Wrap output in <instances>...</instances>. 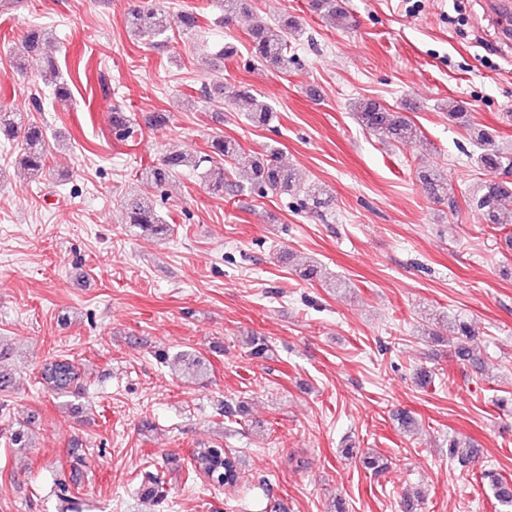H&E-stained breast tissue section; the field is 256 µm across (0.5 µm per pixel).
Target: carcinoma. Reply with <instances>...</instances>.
Instances as JSON below:
<instances>
[{"label": "carcinoma", "instance_id": "obj_1", "mask_svg": "<svg viewBox=\"0 0 512 512\" xmlns=\"http://www.w3.org/2000/svg\"><path fill=\"white\" fill-rule=\"evenodd\" d=\"M310 7L322 18L336 27L352 24L350 15L339 6L337 0H310ZM246 10V0H224L223 22L229 25ZM127 23L131 31L150 47H156L167 40V33L177 27L185 32L202 28V14L194 11H181L169 16L163 10L133 3L128 8ZM296 29L292 17L280 19L271 25L263 21L252 24L249 35L251 54L258 61L270 67L286 70L291 62L287 50V33ZM45 38L42 29L31 27L25 37V47L30 55L41 56L44 53ZM228 101L240 106L247 112V118L258 124H267L272 120L273 109L259 100L248 90L232 93ZM353 115L358 125L370 134L389 139L401 145H411L419 137L421 130L405 116L390 112L380 103L371 99L354 102ZM135 132L133 119L121 109L112 113V134L127 140ZM0 137L15 141L19 145L20 163L38 178L48 169V144L43 126L30 120L26 113L15 110H0ZM474 142L478 152L473 155L475 165L487 173L488 178L480 183L477 194L472 199L476 210L488 224H512V211L505 212V203L512 199V182L498 178L500 174L512 173V150H504L497 145L496 135L491 128H479L475 131ZM239 147L236 143L215 138L211 141V153L222 161L234 159ZM203 158L192 154H170L157 166L141 169L140 178L146 184L161 186L170 177L184 171H194L201 167ZM208 187L214 192L224 188H241L247 186L262 194L290 192L300 185L295 173L285 167L279 152L269 148L265 153L255 157L246 172L245 181L231 182L224 166L211 165L205 172ZM429 197L443 203L448 200V175L439 169L429 170L422 175ZM129 223L141 234H168L173 231L167 220L156 209L142 201L138 195L124 201ZM453 344L455 357L460 361L477 364L478 344L474 329L464 323L456 324L453 336L448 339ZM249 356L255 360H266L272 353L271 346L263 336L246 338ZM174 358L184 362L182 377L188 384H205L210 375V363L203 357L190 356L181 350ZM41 384L57 395L68 396L80 390V377L76 367L64 355L48 356L40 369ZM35 423V414L21 413L2 435L7 448L21 450L29 447V433ZM365 468L374 474H382L389 468L388 459L375 452L362 455ZM211 474L216 484L233 488L237 486L240 468L237 457L224 449L210 444H200L192 455V462L187 473V483L200 473ZM494 495L506 512H512V486L494 478L492 479Z\"/></svg>", "mask_w": 512, "mask_h": 512}]
</instances>
